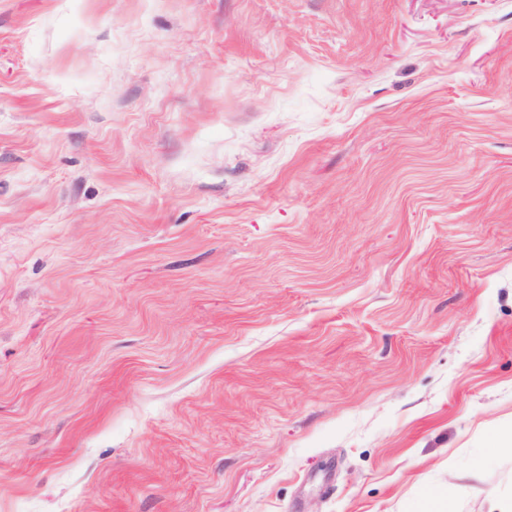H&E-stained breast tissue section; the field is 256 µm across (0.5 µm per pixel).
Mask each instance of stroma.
I'll return each mask as SVG.
<instances>
[{"label": "stroma", "mask_w": 512, "mask_h": 512, "mask_svg": "<svg viewBox=\"0 0 512 512\" xmlns=\"http://www.w3.org/2000/svg\"><path fill=\"white\" fill-rule=\"evenodd\" d=\"M512 0H0V512L512 499Z\"/></svg>", "instance_id": "35a3bbf8"}]
</instances>
